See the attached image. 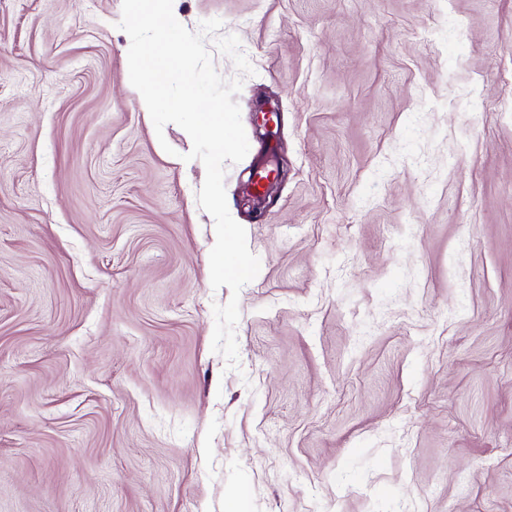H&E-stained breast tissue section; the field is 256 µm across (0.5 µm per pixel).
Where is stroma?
Returning <instances> with one entry per match:
<instances>
[{"label": "stroma", "instance_id": "1", "mask_svg": "<svg viewBox=\"0 0 512 512\" xmlns=\"http://www.w3.org/2000/svg\"><path fill=\"white\" fill-rule=\"evenodd\" d=\"M173 11L254 69L238 364L205 167L142 108L122 0H0V512H512V0Z\"/></svg>", "mask_w": 512, "mask_h": 512}]
</instances>
